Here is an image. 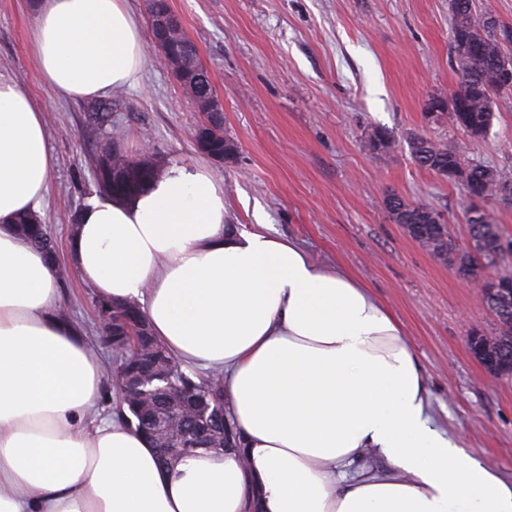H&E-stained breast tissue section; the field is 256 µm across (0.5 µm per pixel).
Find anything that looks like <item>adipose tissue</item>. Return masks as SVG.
Listing matches in <instances>:
<instances>
[{
    "instance_id": "1",
    "label": "adipose tissue",
    "mask_w": 512,
    "mask_h": 512,
    "mask_svg": "<svg viewBox=\"0 0 512 512\" xmlns=\"http://www.w3.org/2000/svg\"><path fill=\"white\" fill-rule=\"evenodd\" d=\"M29 42L70 101L133 84L148 47L129 0H42ZM43 113L0 78V512H512V480L435 427L394 314L269 225L233 229L204 163L127 200L94 195L69 251L97 298L140 304L177 359L223 370L242 446L171 472L142 434L94 417L103 360L14 227L49 193Z\"/></svg>"
}]
</instances>
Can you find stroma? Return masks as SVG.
<instances>
[{
	"label": "stroma",
	"mask_w": 512,
	"mask_h": 512,
	"mask_svg": "<svg viewBox=\"0 0 512 512\" xmlns=\"http://www.w3.org/2000/svg\"><path fill=\"white\" fill-rule=\"evenodd\" d=\"M224 107L232 164L211 162L224 181L237 229L269 224L316 259L340 264L372 289L402 324L424 369L434 421L466 451L512 477V376L492 377L470 350L472 333L495 328L476 286L434 259L382 206L384 191L438 208L458 243L467 237L463 187L415 166L405 140L444 138L463 158L512 181V93L496 98L488 136L471 142L425 103L447 98L450 0H170ZM29 0H0V76L46 106L55 156L42 219L60 263H69L74 216L95 192L94 160L105 139L90 132L87 101L61 100L39 77L28 33ZM120 146L151 147L159 166L206 161L191 138L200 116L172 72L149 56L137 82L112 94ZM392 130L391 154L368 152L371 127ZM61 302L86 338L99 320L79 276Z\"/></svg>",
	"instance_id": "stroma-1"
}]
</instances>
